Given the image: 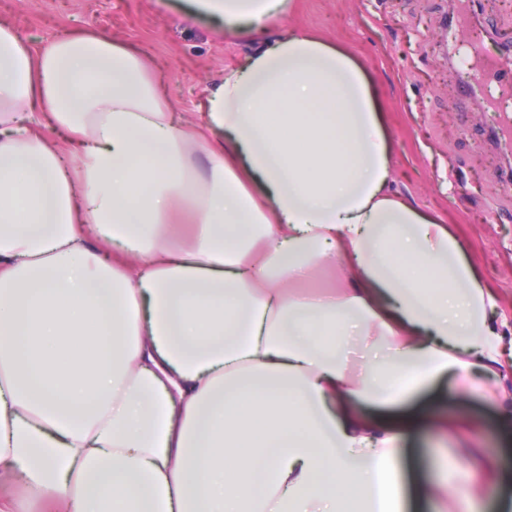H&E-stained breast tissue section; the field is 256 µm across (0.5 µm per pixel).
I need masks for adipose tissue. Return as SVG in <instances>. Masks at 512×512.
Listing matches in <instances>:
<instances>
[{
	"mask_svg": "<svg viewBox=\"0 0 512 512\" xmlns=\"http://www.w3.org/2000/svg\"><path fill=\"white\" fill-rule=\"evenodd\" d=\"M188 5L239 37L293 0ZM390 166L315 34L190 118L107 34L0 20V477L60 512H403L387 406L492 372L508 321Z\"/></svg>",
	"mask_w": 512,
	"mask_h": 512,
	"instance_id": "obj_1",
	"label": "adipose tissue"
}]
</instances>
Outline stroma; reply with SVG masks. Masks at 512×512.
<instances>
[{
    "label": "stroma",
    "instance_id": "stroma-1",
    "mask_svg": "<svg viewBox=\"0 0 512 512\" xmlns=\"http://www.w3.org/2000/svg\"><path fill=\"white\" fill-rule=\"evenodd\" d=\"M478 32L493 51L512 46V0H480ZM295 10L269 23L270 35L313 31L348 51L377 95L382 129L394 145V188L447 224L468 259L499 295L501 315L512 319V170L500 162L492 132L502 117L472 94L480 60L468 75L438 42L451 0H295ZM186 0H0V18L40 44L64 32L96 30L146 58L168 99L193 111L225 68L256 50L248 37L227 38L202 15L186 18ZM469 406L480 428L459 442L431 430L401 436L395 474L409 495V452L438 487L426 512H512V488L489 495L495 471L468 467L471 449L488 458H512L498 425L512 415L491 393V380L472 382Z\"/></svg>",
    "mask_w": 512,
    "mask_h": 512
}]
</instances>
